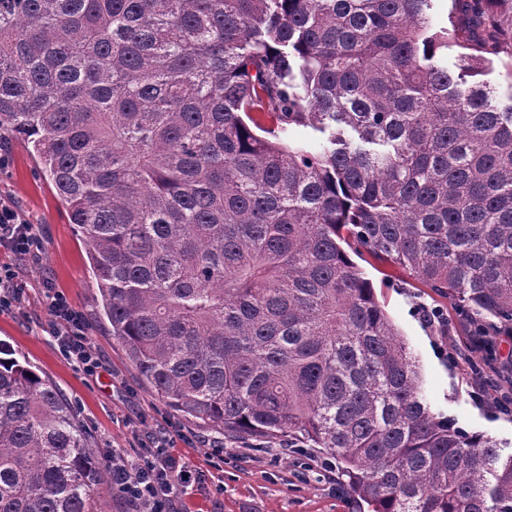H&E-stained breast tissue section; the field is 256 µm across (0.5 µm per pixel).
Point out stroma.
Instances as JSON below:
<instances>
[{"label": "stroma", "instance_id": "stroma-1", "mask_svg": "<svg viewBox=\"0 0 512 512\" xmlns=\"http://www.w3.org/2000/svg\"><path fill=\"white\" fill-rule=\"evenodd\" d=\"M0 146L11 156L8 168L0 171V201L32 224L39 241L38 250L22 257L0 248V264L13 265L24 284L18 299L0 309V341L75 404L99 450L103 482L97 495L110 512H133L111 490L113 458L136 461L157 439L188 465L174 499L176 512H356L343 484L287 442L224 435L173 411L142 383L100 317L86 240L70 224L52 182L23 137L6 136ZM359 266L416 356L433 412L454 417L462 428L492 436L511 450L512 415L497 413L492 395L475 400L467 363L448 359L452 348L467 341L453 304L400 268L370 258ZM57 291L84 315L87 342L102 363L97 376H87L65 357L50 332L51 298ZM438 307L448 315L444 332L425 316Z\"/></svg>", "mask_w": 512, "mask_h": 512}]
</instances>
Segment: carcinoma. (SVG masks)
<instances>
[{"mask_svg":"<svg viewBox=\"0 0 512 512\" xmlns=\"http://www.w3.org/2000/svg\"><path fill=\"white\" fill-rule=\"evenodd\" d=\"M430 6L0 0V131L32 144L170 408L304 444L368 512H512V453L433 413L343 249L469 336L512 331V104L476 80L512 57V0H452L446 28ZM480 363L509 380L497 342ZM100 480L71 403L0 343V512H107Z\"/></svg>","mask_w":512,"mask_h":512,"instance_id":"obj_1","label":"carcinoma"}]
</instances>
